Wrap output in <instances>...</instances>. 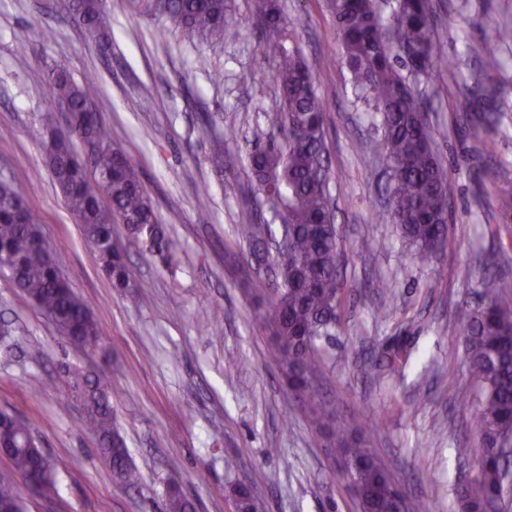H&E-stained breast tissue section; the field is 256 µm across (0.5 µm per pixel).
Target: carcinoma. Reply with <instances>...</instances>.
<instances>
[{"label":"carcinoma","mask_w":512,"mask_h":512,"mask_svg":"<svg viewBox=\"0 0 512 512\" xmlns=\"http://www.w3.org/2000/svg\"><path fill=\"white\" fill-rule=\"evenodd\" d=\"M64 8L93 37L108 35L111 19L104 0H63ZM379 0H329L336 22L342 59L354 92L373 102L382 115L381 142H362L363 152L382 154L391 172L385 222L396 225L413 256L427 259L448 246L447 173L433 144L422 100L402 73L405 61L397 49L407 48L420 60L416 73L430 75L438 67L453 69L454 61L434 40L431 0H395L391 19L383 22ZM146 11L164 15L181 28L187 41L224 37L240 22L230 0H147ZM268 38L277 59L272 79L280 90L276 123L280 138L255 144L249 153L251 185L260 203L288 234V252L272 256L276 279L258 278L251 288L273 290L260 323L275 336L270 356L288 389L311 400L317 426L329 422L328 412L314 403L316 381L323 367L320 342L333 336L343 320L344 283L339 274L340 235L323 221L329 208V170L325 164L326 103L314 85L312 69L294 39L292 23L279 0H255L248 19ZM97 75L88 71L76 81L61 65L47 77L52 105L66 106L69 127L43 141L45 163L64 202L80 224L84 239L97 252L116 287L125 289L133 304L140 294L133 287L124 253L112 239V224L121 223L143 249L165 243L166 225L159 222L130 156L112 143L95 111L88 89ZM94 142L92 166L75 143ZM41 230L23 194L0 182V258L19 269L15 285L32 299L57 330L75 343L98 341V329L86 301L58 276L47 252L38 244ZM487 299L477 311L460 307L457 322L465 338L469 370L479 386L473 421L480 435L475 448H459L472 458L478 475L462 490L469 512H486L490 501L502 505L505 494L503 443L512 435V281L485 279ZM412 349L397 343L378 356V367L391 373L404 369ZM70 386L84 408L83 424L99 441L100 455L112 467L116 481L133 486L139 480L129 463L124 440L116 430L112 407L100 380L75 368ZM361 423L336 428V450L346 464L362 512H425L418 499L406 498L389 471L362 445ZM31 426L0 412V447L8 451L15 473L25 476L42 453ZM237 512H259L251 493L234 488ZM25 512L15 483L0 476V506ZM180 487L167 490L164 512H193Z\"/></svg>","instance_id":"1"}]
</instances>
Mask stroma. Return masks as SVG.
<instances>
[{
  "mask_svg": "<svg viewBox=\"0 0 512 512\" xmlns=\"http://www.w3.org/2000/svg\"><path fill=\"white\" fill-rule=\"evenodd\" d=\"M434 2L435 39L457 65L410 83L425 101L448 175L451 246L423 263L411 258L395 225L375 218L385 204V166L357 145L381 140V117L351 90L325 0H280L327 103L331 205L347 284L345 325L323 344L321 396L337 417L361 415L367 448L407 497L428 512H465L457 487L476 469L457 451L474 446L477 431L455 313L481 305L484 258L496 257L497 274L512 280V224L499 223L497 212L499 188L512 183V42L491 38L494 28L512 24V0ZM253 4L234 0L242 20L236 35L191 43L142 0H105L112 25L100 39L62 0H0V180L23 193L100 331L94 349L70 345L0 273V328L9 333L0 345V411L31 424L59 479L51 500L19 485L26 512H162L172 478L195 512H233L232 489L241 481L265 512H360L335 448L268 355L273 339L257 321L266 297L248 289L265 269L237 227L269 218L251 191L248 152L277 137L279 101L273 55L247 23ZM33 26L46 28L48 38L18 55ZM490 53L500 62L491 73L483 67ZM326 55L336 56L334 67H319ZM57 63L77 79L100 74L89 90L98 116L136 162L172 240L148 253L125 225L112 227L140 305L115 288L45 164L43 139L64 127L44 82ZM471 92L475 108L497 110L493 128L458 112L457 100ZM217 135L224 139L220 173L208 163ZM485 137L494 140V154L481 152ZM202 186L210 192L204 210L196 199ZM379 278L391 284L396 306L385 320L376 315L381 292L372 283ZM398 341L413 349L408 365L379 373L372 356ZM69 366L106 385L136 485L117 483L101 460L64 380Z\"/></svg>",
  "mask_w": 512,
  "mask_h": 512,
  "instance_id": "obj_1",
  "label": "stroma"
}]
</instances>
